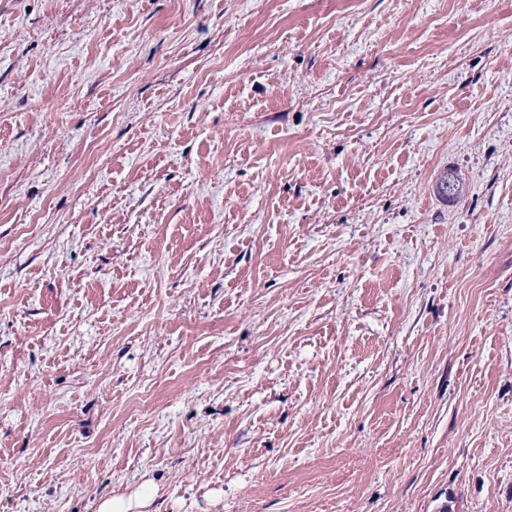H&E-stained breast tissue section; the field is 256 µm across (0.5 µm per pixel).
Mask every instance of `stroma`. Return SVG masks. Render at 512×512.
Listing matches in <instances>:
<instances>
[{
  "instance_id": "1",
  "label": "stroma",
  "mask_w": 512,
  "mask_h": 512,
  "mask_svg": "<svg viewBox=\"0 0 512 512\" xmlns=\"http://www.w3.org/2000/svg\"><path fill=\"white\" fill-rule=\"evenodd\" d=\"M147 480L512 512V0H0V512Z\"/></svg>"
}]
</instances>
